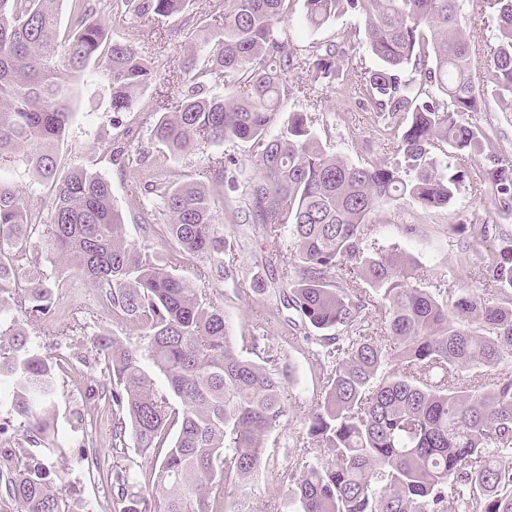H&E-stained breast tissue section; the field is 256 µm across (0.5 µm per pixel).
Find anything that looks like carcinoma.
<instances>
[{
  "mask_svg": "<svg viewBox=\"0 0 512 512\" xmlns=\"http://www.w3.org/2000/svg\"><path fill=\"white\" fill-rule=\"evenodd\" d=\"M61 0H0V162L21 159L50 195L42 217L20 191L0 181V377L13 378V411L27 444L0 443V476L14 512H69L29 450L54 442L53 363L27 347L7 285L21 267L14 256L38 234L59 259L75 264L98 288L112 320L139 330L136 344L100 335L103 393L112 399V451L135 443L151 471L115 466L114 512H224L226 486L246 482L266 458L269 434L286 415L288 380L279 356L251 337L257 360L234 345L223 311L209 292L127 240L110 182L93 162L58 174L57 147L70 117L72 82L100 65L114 113L130 112L155 77L153 63L131 45L107 39L94 0H71L68 30ZM186 0H108L109 21L166 17ZM290 0H224V28L200 53L181 62L183 90L161 107L151 143L170 156L197 142L249 144L255 174L242 171L234 213L258 224L270 245L287 231L294 263L283 273L286 302L317 336L327 363L324 393L309 418L316 463L288 461L298 512H512V308L470 288L448 296L411 283L407 257L365 245L383 204L446 208L474 172L494 206L512 210V162L494 133L465 115L486 95L512 110V0H476L475 17L497 25L481 48L487 63L473 76L476 52L459 23V0H306L305 25L323 28L352 12L358 39L377 60L369 72L342 75L345 50L334 41L300 53L276 23ZM343 82L346 98L385 119L381 143L397 161L353 164L322 144L314 118L285 103L307 93L290 80ZM224 86V95L213 88ZM101 150L125 157L150 181L140 205L142 229L175 246L174 259L224 255L218 201L198 183L177 182L144 164L145 149L111 138ZM214 158L213 180L228 165ZM483 241L491 224H463ZM478 279L491 291L512 290V236L480 255ZM375 293L343 288V276ZM53 289L27 290L24 313L51 312ZM151 369H146L144 362ZM164 380L159 388L155 377Z\"/></svg>",
  "mask_w": 512,
  "mask_h": 512,
  "instance_id": "cac0c4a2",
  "label": "carcinoma"
}]
</instances>
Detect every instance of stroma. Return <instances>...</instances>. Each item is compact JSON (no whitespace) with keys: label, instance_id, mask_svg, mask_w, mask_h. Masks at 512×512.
I'll return each mask as SVG.
<instances>
[{"label":"stroma","instance_id":"obj_1","mask_svg":"<svg viewBox=\"0 0 512 512\" xmlns=\"http://www.w3.org/2000/svg\"><path fill=\"white\" fill-rule=\"evenodd\" d=\"M304 0H293L290 11L278 28L295 45L308 46L355 31L360 25L356 14L338 17L319 30L308 29L304 22ZM205 20L196 26L195 17ZM224 24V0H190L187 10L177 16L134 19L122 26H108L111 40L131 43L139 53L151 59L157 77L143 94L139 105L130 112L115 114L109 108V90L105 80L90 71L74 87L71 119L58 146L60 171L89 159H96L97 170L112 185L114 203L122 215L129 241L145 247L159 262H167L172 246L167 238L145 235L136 221V212L148 188L138 173L122 168L118 161L100 154L98 140L107 136L129 135L139 144H148L156 114L153 100L164 94L166 101H176L181 85L174 77L181 61L202 45L207 31ZM289 112H307L313 117H334L333 126L321 133L327 149L349 162L383 161L390 155L376 132L373 113L355 102L344 100L339 85H315L311 94L294 98L285 106ZM474 122L492 127L499 139L500 151L512 160V112L501 108L493 99H486ZM231 155L243 160L248 147L243 143L221 145L201 144L193 152L173 158L150 152L149 164L160 171H172L180 180L199 179L210 159ZM0 179L20 190L33 212H46L49 195L38 184L21 161L0 166ZM418 226L415 234H405L406 220ZM464 221L499 225L503 234L512 235V214L496 215L488 196L465 182L457 200L440 210H422L406 204L384 205L375 224L369 225L368 248L403 253L414 268L418 285L435 288H476L469 273L484 252L481 244L464 241L457 226ZM218 227L226 240L225 269L215 272L210 282L238 351L255 358L250 338L260 326L276 322L266 343L280 354L279 368L288 374L287 415L284 425L269 441L270 461L239 488L230 489L224 497V512H233L239 500H246L251 512H295L297 505L282 478L288 460L282 450L287 446L308 445V417L324 388L325 368L309 352L303 336L305 327L289 332L288 322L296 314L283 301L282 270L293 257L289 239H281L279 251L270 245L256 224H241L232 213L221 215ZM26 262L12 288L17 297L35 282L55 283L66 279L74 289L71 317L79 325L70 335H57L56 323L36 321L25 327L28 347L44 358L62 359L63 365L53 398L55 442L34 448L36 458L45 463L55 489L66 498L69 512H113L112 484L109 475L90 474L84 460L87 451H96L109 468L117 462L112 455V406L100 399L103 365L92 351L94 336L115 334L135 338L131 325L113 322L111 313L96 305L95 285L71 265L58 262L43 241L30 248ZM259 282L260 292L243 290L246 282Z\"/></svg>","mask_w":512,"mask_h":512}]
</instances>
